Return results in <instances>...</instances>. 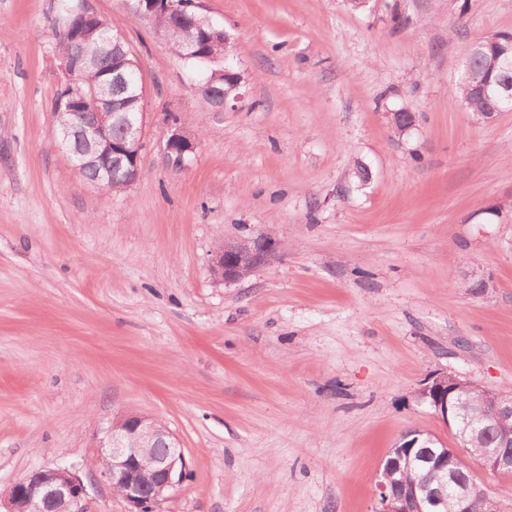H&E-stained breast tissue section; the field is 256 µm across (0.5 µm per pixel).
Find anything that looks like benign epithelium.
<instances>
[{
  "label": "benign epithelium",
  "mask_w": 512,
  "mask_h": 512,
  "mask_svg": "<svg viewBox=\"0 0 512 512\" xmlns=\"http://www.w3.org/2000/svg\"><path fill=\"white\" fill-rule=\"evenodd\" d=\"M181 13L175 0H138L137 13L154 17L158 13ZM195 22L182 21L185 44L181 57L202 58L204 50L192 34ZM108 49L116 50L120 64L109 78L91 88V95L98 103L93 118L83 115L80 106L72 104V122L53 129V134L63 150L73 151L80 164L107 165L127 161L129 169L126 185L139 179L141 170V145L147 134L146 109L137 113L132 123L113 111V90L118 89L135 99L146 102V87L138 78L140 65L129 67L128 56L132 51L121 35L105 40ZM87 65L81 54L71 55L61 61L63 76L74 77ZM226 85H218L206 78L201 86L204 100L213 107L222 108L231 100L239 99L238 90L242 74L225 70ZM195 150V144L184 135L176 120H171L165 142L167 156L183 162ZM280 244L264 234L243 237L236 241H223L215 249L211 268L214 276L226 283H238L257 270L270 265L279 255ZM458 387L450 389L442 378L436 377L420 391L422 400H430L450 429H457L452 448H427L417 460L427 470V479L407 483L399 478L401 461L411 459L414 446L397 449L388 456L379 474V499L374 512H438L445 503L448 492H453L456 512H498V504L484 486L473 479L461 483L448 471V454L458 457L471 453L476 435L462 428L463 406L461 395L474 386L468 380L456 379ZM496 415L493 425L501 427L512 418V394L498 393L495 398ZM98 459L104 462L99 469L103 481L129 506L128 512H145L158 503L186 476V463L181 443L175 434L160 421L141 413L123 412L118 420L101 425L96 432ZM148 448H163L145 463ZM476 466L485 473L502 476L512 473V453L499 448H484L474 456ZM4 512H90L87 486L79 470L73 465H54L32 471L9 490Z\"/></svg>",
  "instance_id": "7a95c632"
}]
</instances>
